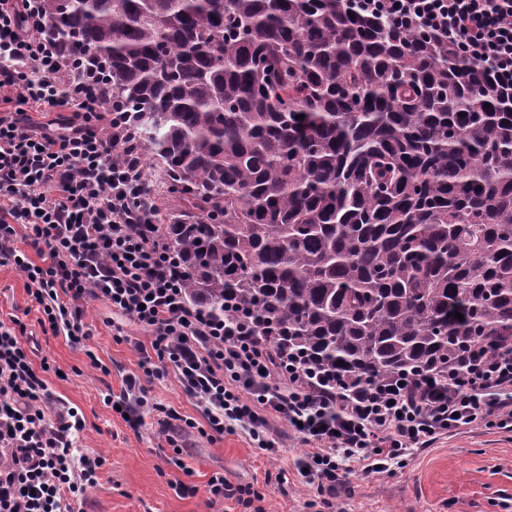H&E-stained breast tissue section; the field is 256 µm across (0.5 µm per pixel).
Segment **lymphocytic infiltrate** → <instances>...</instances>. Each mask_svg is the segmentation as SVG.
<instances>
[{"label":"lymphocytic infiltrate","instance_id":"1","mask_svg":"<svg viewBox=\"0 0 512 512\" xmlns=\"http://www.w3.org/2000/svg\"><path fill=\"white\" fill-rule=\"evenodd\" d=\"M44 0H0V266L19 271L53 334L88 340L84 306L101 301L146 333L136 342L139 373L118 401L139 429L147 403L142 378L175 375L207 438L243 431L274 452L271 420L306 445L302 477L331 512L351 469L381 475L406 466L448 434L481 424L512 430V349H470L449 366L379 382L311 373L273 353L245 315L215 317L184 296L180 263L152 223L158 209L135 159L115 160L130 141L122 111L96 95L98 65L69 63L49 32ZM402 31L444 41L512 91V0H352ZM64 111L59 122L31 113ZM26 327L0 322V512H74L102 457L74 443L82 421L67 408L48 419L51 393L23 342Z\"/></svg>","mask_w":512,"mask_h":512}]
</instances>
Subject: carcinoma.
<instances>
[{
  "label": "carcinoma",
  "instance_id": "cac0c4a2",
  "mask_svg": "<svg viewBox=\"0 0 512 512\" xmlns=\"http://www.w3.org/2000/svg\"><path fill=\"white\" fill-rule=\"evenodd\" d=\"M44 7L182 203L160 232L189 301L354 382L512 345V93L486 69L346 0Z\"/></svg>",
  "mask_w": 512,
  "mask_h": 512
}]
</instances>
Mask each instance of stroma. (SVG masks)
Masks as SVG:
<instances>
[{"label": "stroma", "mask_w": 512, "mask_h": 512, "mask_svg": "<svg viewBox=\"0 0 512 512\" xmlns=\"http://www.w3.org/2000/svg\"><path fill=\"white\" fill-rule=\"evenodd\" d=\"M37 306L25 290L24 277L0 266V321L20 319L26 326L34 363L48 361L45 374L53 396L75 408L83 420L76 435L78 448L105 463L97 484L78 501V512H314L312 486L297 471L305 445L287 424L273 423L275 454L252 447L242 431L209 440L197 430L166 423L163 412L149 411L139 429H131L112 408L124 389L127 374L137 372L134 344L142 332L132 320L113 317L102 302H89L83 321L91 331L87 347L72 345L67 336L43 331ZM93 350L101 368L90 365ZM149 403L162 404L181 415L199 412L175 376L146 382ZM183 450L184 469L168 465L173 454L168 438ZM233 484L249 485L262 501L244 507L227 500L209 504L206 486L213 473ZM285 473L287 488L275 477ZM189 479L192 495L178 494L174 483ZM334 512H512V431L479 425L449 434L419 451L409 464L378 478L352 473Z\"/></svg>", "instance_id": "1"}]
</instances>
